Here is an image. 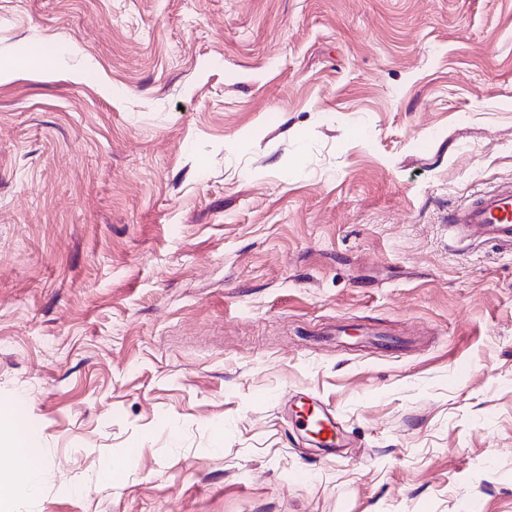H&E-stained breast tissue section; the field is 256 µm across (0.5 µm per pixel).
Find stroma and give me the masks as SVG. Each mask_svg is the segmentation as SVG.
<instances>
[{
	"instance_id": "obj_1",
	"label": "stroma",
	"mask_w": 512,
	"mask_h": 512,
	"mask_svg": "<svg viewBox=\"0 0 512 512\" xmlns=\"http://www.w3.org/2000/svg\"><path fill=\"white\" fill-rule=\"evenodd\" d=\"M1 62L12 512H512V245L447 221L512 0H0ZM291 410L310 442L321 447L341 443V431L334 414L318 398L300 396L291 404ZM40 460L31 454H22L16 462L0 467V511L9 512L10 502L21 489L30 485V478L39 467Z\"/></svg>"
}]
</instances>
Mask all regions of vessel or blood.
Wrapping results in <instances>:
<instances>
[{"label": "vessel or blood", "instance_id": "vessel-or-blood-1", "mask_svg": "<svg viewBox=\"0 0 512 512\" xmlns=\"http://www.w3.org/2000/svg\"><path fill=\"white\" fill-rule=\"evenodd\" d=\"M448 221L463 234L483 241L512 243V185L479 195L448 214ZM292 413L310 442L334 447L341 431L334 414L318 398L303 395L291 405Z\"/></svg>", "mask_w": 512, "mask_h": 512}]
</instances>
